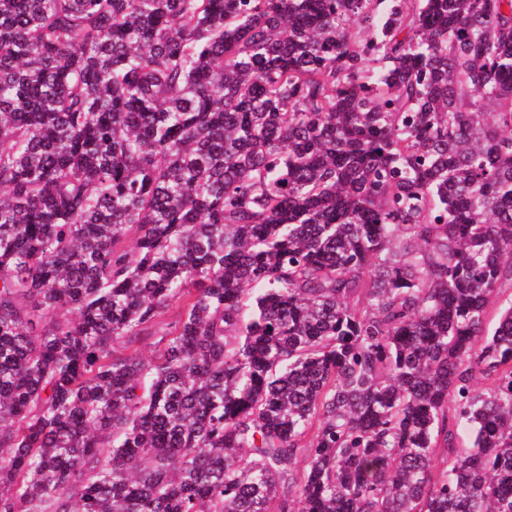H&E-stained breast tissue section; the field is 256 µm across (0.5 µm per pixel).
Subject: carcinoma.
<instances>
[{
	"label": "carcinoma",
	"instance_id": "1",
	"mask_svg": "<svg viewBox=\"0 0 512 512\" xmlns=\"http://www.w3.org/2000/svg\"><path fill=\"white\" fill-rule=\"evenodd\" d=\"M507 285L512 0H0V512H512Z\"/></svg>",
	"mask_w": 512,
	"mask_h": 512
}]
</instances>
